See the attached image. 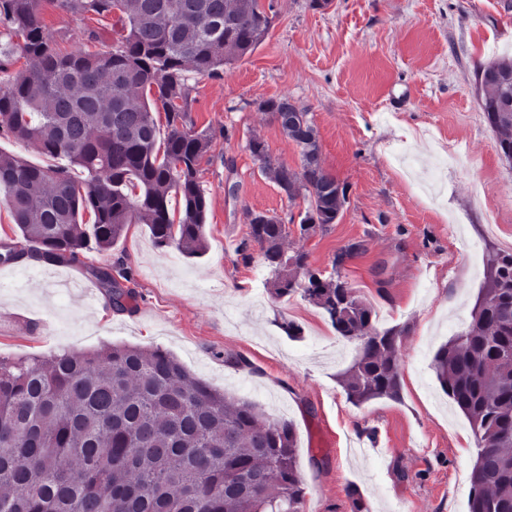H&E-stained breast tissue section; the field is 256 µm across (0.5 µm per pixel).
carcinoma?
I'll list each match as a JSON object with an SVG mask.
<instances>
[{"instance_id": "1", "label": "carcinoma", "mask_w": 512, "mask_h": 512, "mask_svg": "<svg viewBox=\"0 0 512 512\" xmlns=\"http://www.w3.org/2000/svg\"><path fill=\"white\" fill-rule=\"evenodd\" d=\"M44 2L0 0V73L18 53L35 62L0 96V131L65 164L36 166L0 151V192L24 241L1 240L0 264L26 253L70 265L89 242L106 250L131 224L198 254L206 200L196 174L212 136L191 127L185 67L212 74L255 51L272 27L273 0H56L112 17L118 39L108 54L60 53L41 21ZM478 72L480 109L511 165L512 56ZM280 128L300 148L301 172L273 160L261 141L249 150L285 194L304 192L299 233L323 232L347 187L324 169L308 113ZM72 166L86 177L74 179ZM248 224L276 292H301L340 336L361 341L340 378L348 399H400L405 330L377 329L372 307L339 273L364 241L342 248L326 276L282 248L288 228L275 216L252 212ZM90 272L113 309L134 306L128 272ZM484 278L482 306L440 346L433 370L474 436L469 512H512V252L490 251ZM296 448L290 422L213 388L158 347L0 358V512H303Z\"/></svg>"}]
</instances>
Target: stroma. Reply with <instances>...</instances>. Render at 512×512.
<instances>
[{
  "label": "stroma",
  "mask_w": 512,
  "mask_h": 512,
  "mask_svg": "<svg viewBox=\"0 0 512 512\" xmlns=\"http://www.w3.org/2000/svg\"><path fill=\"white\" fill-rule=\"evenodd\" d=\"M275 10L253 53L188 76L195 127L214 135L198 173L205 252L158 245L133 224L76 264L0 265V357L158 346L215 388L292 422L306 512H353L356 496L370 512H468L474 438L432 365L467 329L483 287L463 242L503 250L512 241V167L475 88L480 65L512 53V0H275ZM42 19L63 52L113 49L111 19L54 4ZM281 97L309 113L324 168L347 186L336 224L308 239L298 227L307 200L263 175L248 148L263 140L300 171L299 148L259 108ZM252 212L287 224L288 249L326 274L340 248L364 241L340 274L380 328L406 330L400 401L347 399L337 376L356 342L300 293L274 295L259 248L242 260ZM91 264L130 270L133 312L114 311L102 294L89 307L78 291L49 287L52 275L95 286ZM290 322L300 334H287ZM341 346L348 356L337 357Z\"/></svg>",
  "instance_id": "obj_1"
}]
</instances>
